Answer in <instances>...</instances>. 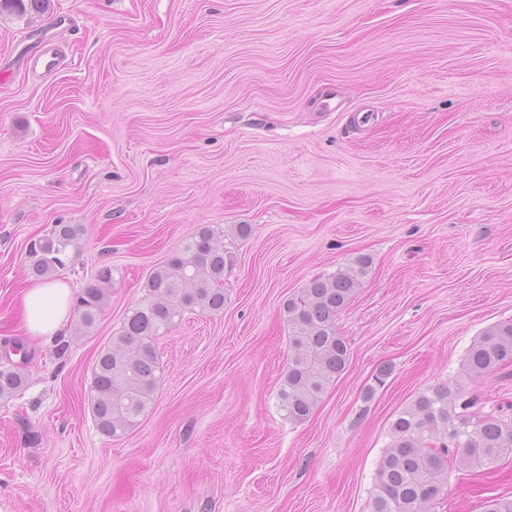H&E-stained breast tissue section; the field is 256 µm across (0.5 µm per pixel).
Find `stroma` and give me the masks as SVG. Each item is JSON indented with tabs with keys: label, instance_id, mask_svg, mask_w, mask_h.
I'll use <instances>...</instances> for the list:
<instances>
[{
	"label": "stroma",
	"instance_id": "35a3bbf8",
	"mask_svg": "<svg viewBox=\"0 0 512 512\" xmlns=\"http://www.w3.org/2000/svg\"><path fill=\"white\" fill-rule=\"evenodd\" d=\"M58 43L54 73L21 58ZM83 232L59 274L109 301L62 358L29 337L27 243ZM225 237L224 310L185 312L125 437L88 400L98 351L198 225ZM371 259L337 317L345 371L304 422L277 392L283 305ZM512 320V0H48L0 11V340L28 384L0 400V512H370L389 424L456 384L512 410V367L465 369ZM388 369L384 384L375 377ZM372 400H365L367 388ZM512 498V457L448 477L430 512Z\"/></svg>",
	"mask_w": 512,
	"mask_h": 512
}]
</instances>
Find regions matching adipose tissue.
I'll use <instances>...</instances> for the list:
<instances>
[{
	"label": "adipose tissue",
	"mask_w": 512,
	"mask_h": 512,
	"mask_svg": "<svg viewBox=\"0 0 512 512\" xmlns=\"http://www.w3.org/2000/svg\"><path fill=\"white\" fill-rule=\"evenodd\" d=\"M72 291L62 282L38 284L24 295L25 326L34 337L50 336L69 321Z\"/></svg>",
	"instance_id": "ef3b65f1"
}]
</instances>
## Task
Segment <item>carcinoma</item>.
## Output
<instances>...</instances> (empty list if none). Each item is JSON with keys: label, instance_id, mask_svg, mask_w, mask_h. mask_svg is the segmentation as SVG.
Returning <instances> with one entry per match:
<instances>
[{"label": "carcinoma", "instance_id": "carcinoma-1", "mask_svg": "<svg viewBox=\"0 0 512 512\" xmlns=\"http://www.w3.org/2000/svg\"><path fill=\"white\" fill-rule=\"evenodd\" d=\"M46 0H0V9L20 15L44 9ZM82 226L56 224L27 248L28 275L49 281L66 268ZM234 256L224 248V229L202 224L183 248L149 277L145 301L128 312L118 334L103 347L92 370L89 405L97 428L110 438L129 433L154 402L161 380L155 338L174 326L188 309L224 310V269ZM370 268L358 257L336 272L313 278L284 304L291 358L278 390V404L294 423L308 419L349 359L337 316ZM112 270L104 268L79 294L70 335L55 337V353L66 355L74 341L96 328ZM27 357L19 341H6L0 359V399L18 395L27 376L12 354ZM512 365V320L487 328L467 350L465 370L472 378ZM477 401L440 384L418 393L397 411L389 443L376 472L372 512H428L439 500L449 473L487 472L512 455V416L481 412Z\"/></svg>", "mask_w": 512, "mask_h": 512}]
</instances>
